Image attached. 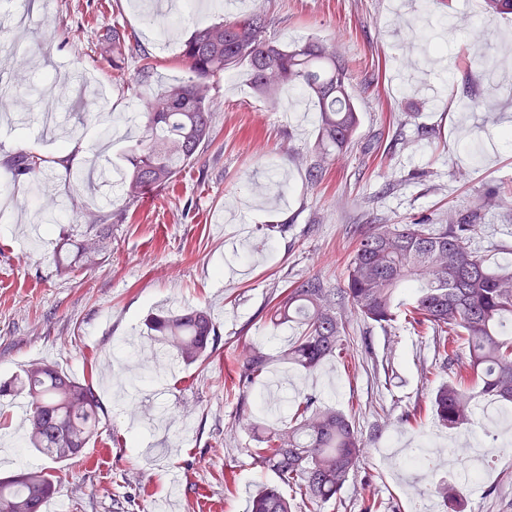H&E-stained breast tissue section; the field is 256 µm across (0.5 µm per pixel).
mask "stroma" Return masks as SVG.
I'll return each instance as SVG.
<instances>
[{"label":"stroma","instance_id":"35a3bbf8","mask_svg":"<svg viewBox=\"0 0 512 512\" xmlns=\"http://www.w3.org/2000/svg\"><path fill=\"white\" fill-rule=\"evenodd\" d=\"M225 0L177 6L166 39L147 21L143 0H51L25 29L0 30V76H14L26 112L0 124V203L14 210L0 228V381L33 362L50 363L93 386L102 407L97 433L80 461L54 464L25 449L23 397H0V474L47 469L66 512H247L251 496L275 474L251 454L256 442L241 422L244 404L269 400L263 423L288 411L270 392L240 398L233 383L249 347L270 359L262 384L292 379L283 400L312 394L351 415L363 457L339 500L297 503L295 512H446L433 485L457 487L470 512H512V449L499 451L479 424L446 429L406 418L448 382L432 330L397 321L383 328L345 309L346 356L314 372L281 355L298 336L294 325L269 319L275 298L310 278L339 291L349 255L381 224L472 225L471 247L512 259V15L496 18L482 50L493 70L464 71L483 0H247L266 18L264 36L280 43L317 38L353 65L350 86L359 113L351 144L308 170L318 114L300 100L289 119L252 88L246 68L216 78L215 133L196 160L165 189L127 201L121 184L92 194L82 168L57 165L60 141L44 139L36 119L41 88L67 139L100 147L113 170L125 165L142 132L144 105L160 87L185 77L180 49L198 28L227 19ZM119 24L148 53L153 73L112 76L95 34ZM81 28L79 41L68 32ZM93 74L108 95L101 116L85 115L67 94L70 78ZM481 111H464V95ZM24 150L47 157L41 174L15 179L1 165ZM112 215V245L93 269L64 275L52 254L79 212ZM207 308L217 344L187 365L159 358L145 366L152 341L147 318L161 309ZM486 447L478 483H461L445 448ZM429 450L430 467L405 465L403 451ZM233 475L225 490V475Z\"/></svg>","mask_w":512,"mask_h":512}]
</instances>
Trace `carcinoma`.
Here are the masks:
<instances>
[{"label": "carcinoma", "mask_w": 512, "mask_h": 512, "mask_svg": "<svg viewBox=\"0 0 512 512\" xmlns=\"http://www.w3.org/2000/svg\"><path fill=\"white\" fill-rule=\"evenodd\" d=\"M486 18L512 14V0H485ZM264 20L252 12L196 30L180 58L187 77L166 85L147 101L142 136L123 169V194L134 201L149 188L169 186L198 156L213 133V79L247 66L255 92L271 104L293 89L314 101L319 112L315 152L325 158L347 146L359 126L349 91V66L323 41L286 46L262 38ZM101 55L112 59V72L129 62L138 74L149 72V57L132 45L117 26L98 37ZM493 59L477 53L459 66L489 68ZM44 160L18 153L4 161L16 177L35 174ZM74 225L56 254L61 273L92 268L112 242V225L101 212ZM470 224H383L364 235L346 267V286L336 294L316 280L291 285L270 308L276 325L299 322L304 330L282 357L306 372L345 350L338 308L349 304L364 320L381 327L402 317L437 333L436 347L453 376L430 400L428 412L439 425L456 429L472 422L475 398L512 403V262L501 264L470 249ZM147 327L173 355L192 364L215 348L217 332L204 308L160 312ZM468 355L455 363V344ZM268 366L265 353L250 349L243 358L235 387L242 392ZM23 394L28 400L27 447L61 463L83 452L100 422V403L93 389L53 365L36 362L0 382V396ZM290 420L280 427L252 423L259 447L257 462L273 471L278 482L253 495L251 512H292L283 487H295L313 505L340 497L350 472L362 456V442L347 415L305 395L289 406ZM56 492L52 475L27 470L0 476V512H41L39 505Z\"/></svg>", "instance_id": "obj_1"}]
</instances>
